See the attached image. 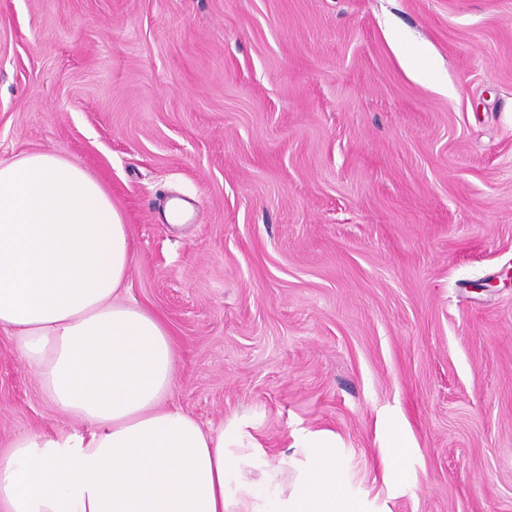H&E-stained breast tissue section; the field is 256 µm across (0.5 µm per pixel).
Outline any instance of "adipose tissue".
<instances>
[{
  "instance_id": "adipose-tissue-1",
  "label": "adipose tissue",
  "mask_w": 512,
  "mask_h": 512,
  "mask_svg": "<svg viewBox=\"0 0 512 512\" xmlns=\"http://www.w3.org/2000/svg\"><path fill=\"white\" fill-rule=\"evenodd\" d=\"M129 228L100 183L51 152L0 162V330L77 425L15 438L0 512H367L334 441L270 464L259 444L163 406L164 321L121 300Z\"/></svg>"
}]
</instances>
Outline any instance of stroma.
Returning <instances> with one entry per match:
<instances>
[{
    "label": "stroma",
    "mask_w": 512,
    "mask_h": 512,
    "mask_svg": "<svg viewBox=\"0 0 512 512\" xmlns=\"http://www.w3.org/2000/svg\"><path fill=\"white\" fill-rule=\"evenodd\" d=\"M37 151L128 224L167 406L334 436L369 512H512V0H0V162ZM74 425L0 331V453Z\"/></svg>",
    "instance_id": "1"
}]
</instances>
